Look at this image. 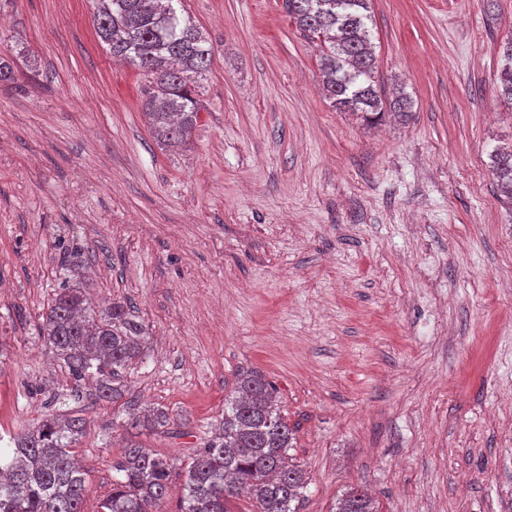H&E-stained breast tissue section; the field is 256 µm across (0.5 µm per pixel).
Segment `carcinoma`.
I'll list each match as a JSON object with an SVG mask.
<instances>
[{
  "label": "carcinoma",
  "instance_id": "cac0c4a2",
  "mask_svg": "<svg viewBox=\"0 0 512 512\" xmlns=\"http://www.w3.org/2000/svg\"><path fill=\"white\" fill-rule=\"evenodd\" d=\"M94 23L112 57L148 79L145 116L156 140L180 146L189 140L201 112L202 89L212 48L182 0H97ZM301 35L320 48L323 89L338 109L368 125L391 110L411 114L403 92L381 94L371 42V0H283ZM502 94L512 99V40L502 46ZM495 173L512 200V148L495 155ZM81 251L59 270V284L42 313L40 335L73 380L69 397L83 390L98 400L122 401L130 429L170 425L167 411L140 409L125 377L145 356L149 332L122 301L96 308L82 281ZM86 420L51 413L41 423L5 434L0 443V512H82L84 471L76 452ZM293 430L281 415L275 388L256 372L240 376L237 394L224 399V417L211 441L197 451L182 474L169 460L129 440L112 462L116 478L100 512H162L171 483L181 478L178 512H231L229 499L241 491L256 512H300L305 471L288 454ZM336 512H378L359 486L339 499Z\"/></svg>",
  "mask_w": 512,
  "mask_h": 512
}]
</instances>
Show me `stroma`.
<instances>
[{
    "instance_id": "1",
    "label": "stroma",
    "mask_w": 512,
    "mask_h": 512,
    "mask_svg": "<svg viewBox=\"0 0 512 512\" xmlns=\"http://www.w3.org/2000/svg\"><path fill=\"white\" fill-rule=\"evenodd\" d=\"M385 89L412 114L368 127L321 90L282 0H184L212 46L189 143L144 115L145 80L98 37L94 0H0V431L71 386L40 334L61 253L99 302L145 323L130 374L168 411L137 440L186 468L241 374H263L308 477L302 512L362 486L380 512H512V145L500 91L512 0H372ZM81 414L99 512L128 433ZM494 164L501 190L512 200V147L499 150L495 155Z\"/></svg>"
}]
</instances>
